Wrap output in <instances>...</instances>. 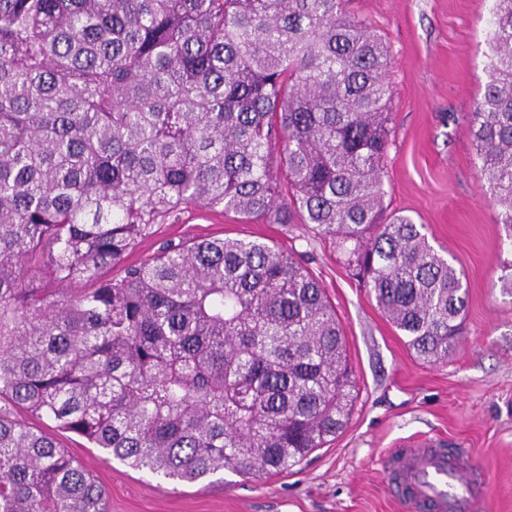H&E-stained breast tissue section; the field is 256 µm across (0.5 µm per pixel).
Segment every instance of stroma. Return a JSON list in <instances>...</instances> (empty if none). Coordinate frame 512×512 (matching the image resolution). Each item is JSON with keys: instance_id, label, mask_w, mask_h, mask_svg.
<instances>
[{"instance_id": "35a3bbf8", "label": "stroma", "mask_w": 512, "mask_h": 512, "mask_svg": "<svg viewBox=\"0 0 512 512\" xmlns=\"http://www.w3.org/2000/svg\"><path fill=\"white\" fill-rule=\"evenodd\" d=\"M493 0H346L387 43L393 64L388 212L426 225L430 243L467 285L464 334L447 362L427 364L352 279L345 256L302 224H241L199 210L152 225L140 260L189 239L276 243L313 271L336 309L359 391L345 430L307 460L259 481L232 471L194 483L130 468L45 418L50 434L106 489L109 512H404L388 489L386 457L403 440L445 437L491 478L481 512H512V295L500 286L512 251L500 208L479 174L468 117L488 80Z\"/></svg>"}]
</instances>
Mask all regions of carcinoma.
Instances as JSON below:
<instances>
[{
    "label": "carcinoma",
    "instance_id": "carcinoma-1",
    "mask_svg": "<svg viewBox=\"0 0 512 512\" xmlns=\"http://www.w3.org/2000/svg\"><path fill=\"white\" fill-rule=\"evenodd\" d=\"M345 0H0V512H107L47 417L185 482L286 471L358 393L309 268L246 238L169 243L188 209L303 224L428 363L462 334L460 274L383 215L391 55ZM471 113L512 248V0ZM123 275L110 276L116 265Z\"/></svg>",
    "mask_w": 512,
    "mask_h": 512
}]
</instances>
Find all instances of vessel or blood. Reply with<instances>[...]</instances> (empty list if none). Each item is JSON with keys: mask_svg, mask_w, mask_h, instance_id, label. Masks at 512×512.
<instances>
[{"mask_svg": "<svg viewBox=\"0 0 512 512\" xmlns=\"http://www.w3.org/2000/svg\"><path fill=\"white\" fill-rule=\"evenodd\" d=\"M389 486L408 512H479L490 494L486 472L445 441L392 449Z\"/></svg>", "mask_w": 512, "mask_h": 512, "instance_id": "b4317fda", "label": "vessel or blood"}]
</instances>
